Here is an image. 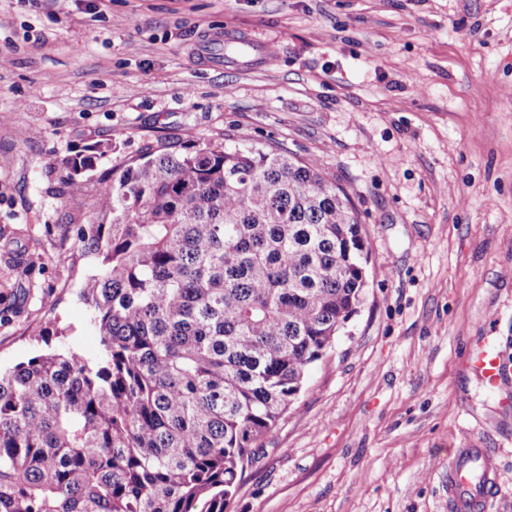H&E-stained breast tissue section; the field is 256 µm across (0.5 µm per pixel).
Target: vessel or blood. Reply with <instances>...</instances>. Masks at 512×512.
I'll use <instances>...</instances> for the list:
<instances>
[{
  "instance_id": "1",
  "label": "vessel or blood",
  "mask_w": 512,
  "mask_h": 512,
  "mask_svg": "<svg viewBox=\"0 0 512 512\" xmlns=\"http://www.w3.org/2000/svg\"><path fill=\"white\" fill-rule=\"evenodd\" d=\"M470 362L489 386H496L506 367L485 345H477ZM504 476L496 457L484 448H461L448 460V506L451 512H485L491 493Z\"/></svg>"
}]
</instances>
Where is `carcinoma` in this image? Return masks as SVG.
<instances>
[{"mask_svg": "<svg viewBox=\"0 0 512 512\" xmlns=\"http://www.w3.org/2000/svg\"><path fill=\"white\" fill-rule=\"evenodd\" d=\"M110 151L66 160L68 196ZM77 236L100 351L0 371V512H224L362 302L348 194L312 160L203 140L113 172Z\"/></svg>", "mask_w": 512, "mask_h": 512, "instance_id": "obj_1", "label": "carcinoma"}]
</instances>
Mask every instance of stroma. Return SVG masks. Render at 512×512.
<instances>
[{
	"instance_id": "obj_1",
	"label": "stroma",
	"mask_w": 512,
	"mask_h": 512,
	"mask_svg": "<svg viewBox=\"0 0 512 512\" xmlns=\"http://www.w3.org/2000/svg\"><path fill=\"white\" fill-rule=\"evenodd\" d=\"M227 137L317 160L369 278L225 512H449L458 448L498 457L486 512H512V378L469 364H512V0H0V369L47 331L98 353L76 231L103 182ZM111 143L100 144L95 143L87 147L84 153L75 154L66 161L70 169V175L66 181V194L71 198L80 195L81 192V175L95 166L97 160L111 152ZM471 365L478 371L490 387L505 375L506 367L499 357L484 344H478L470 354Z\"/></svg>"
}]
</instances>
